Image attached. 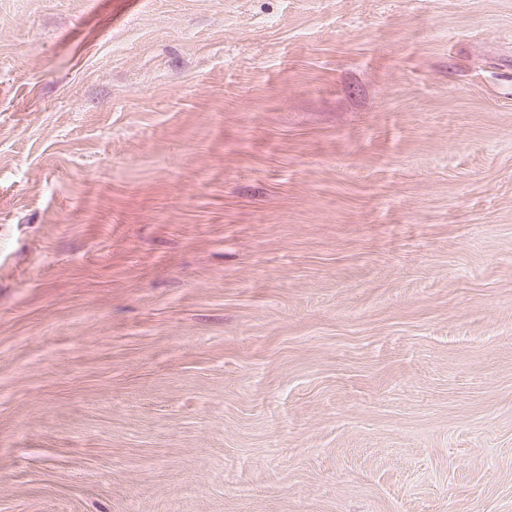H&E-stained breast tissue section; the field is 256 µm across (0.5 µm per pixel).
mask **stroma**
<instances>
[{
	"instance_id": "1",
	"label": "stroma",
	"mask_w": 512,
	"mask_h": 512,
	"mask_svg": "<svg viewBox=\"0 0 512 512\" xmlns=\"http://www.w3.org/2000/svg\"><path fill=\"white\" fill-rule=\"evenodd\" d=\"M0 512H512V0H0Z\"/></svg>"
}]
</instances>
